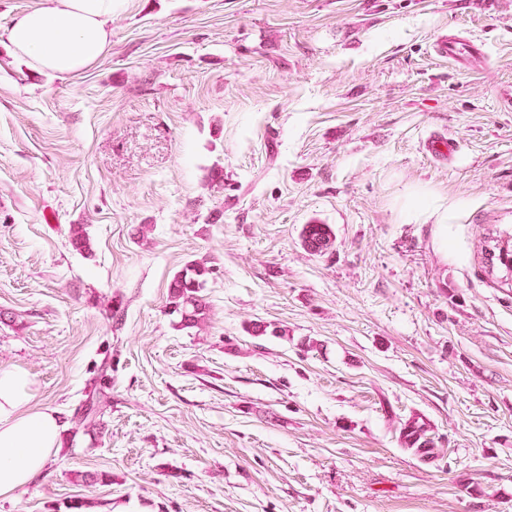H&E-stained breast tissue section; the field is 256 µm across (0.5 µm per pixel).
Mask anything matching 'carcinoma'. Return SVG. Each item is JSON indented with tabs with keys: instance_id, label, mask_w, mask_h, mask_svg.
Segmentation results:
<instances>
[{
	"instance_id": "1",
	"label": "carcinoma",
	"mask_w": 512,
	"mask_h": 512,
	"mask_svg": "<svg viewBox=\"0 0 512 512\" xmlns=\"http://www.w3.org/2000/svg\"><path fill=\"white\" fill-rule=\"evenodd\" d=\"M302 243L311 253L325 255L332 252L335 237L327 224L311 223L303 226ZM482 254L488 256L485 264L488 274H502L505 280L512 279V235L488 234L485 237ZM208 268L192 261L179 270L169 284L166 313L178 319V325L184 329L203 327L210 317V305L205 295ZM412 436L403 437L406 447L418 442L430 447L426 423L413 420L408 424Z\"/></svg>"
}]
</instances>
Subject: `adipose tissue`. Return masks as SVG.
<instances>
[{"label":"adipose tissue","instance_id":"obj_1","mask_svg":"<svg viewBox=\"0 0 512 512\" xmlns=\"http://www.w3.org/2000/svg\"><path fill=\"white\" fill-rule=\"evenodd\" d=\"M121 0H41L20 15L7 37L38 70L73 74L100 58L111 44L109 23ZM32 380L18 365H0V497L35 479L59 451L60 424L37 410Z\"/></svg>","mask_w":512,"mask_h":512}]
</instances>
